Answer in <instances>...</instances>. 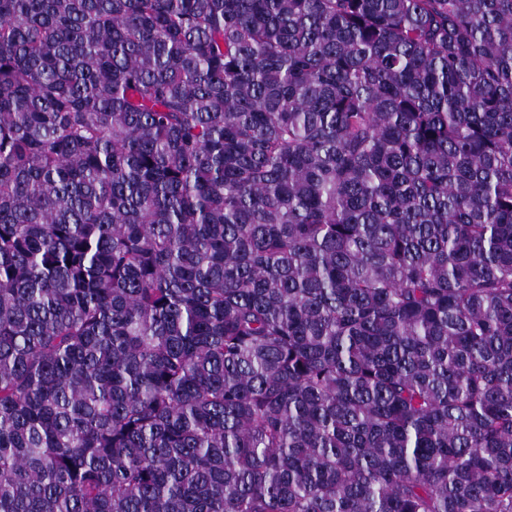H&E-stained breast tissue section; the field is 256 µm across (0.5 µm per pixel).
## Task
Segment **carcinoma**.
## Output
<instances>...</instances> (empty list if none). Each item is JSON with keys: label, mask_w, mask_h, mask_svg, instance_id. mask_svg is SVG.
I'll use <instances>...</instances> for the list:
<instances>
[{"label": "carcinoma", "mask_w": 512, "mask_h": 512, "mask_svg": "<svg viewBox=\"0 0 512 512\" xmlns=\"http://www.w3.org/2000/svg\"><path fill=\"white\" fill-rule=\"evenodd\" d=\"M0 512H512V0H0Z\"/></svg>", "instance_id": "cac0c4a2"}]
</instances>
